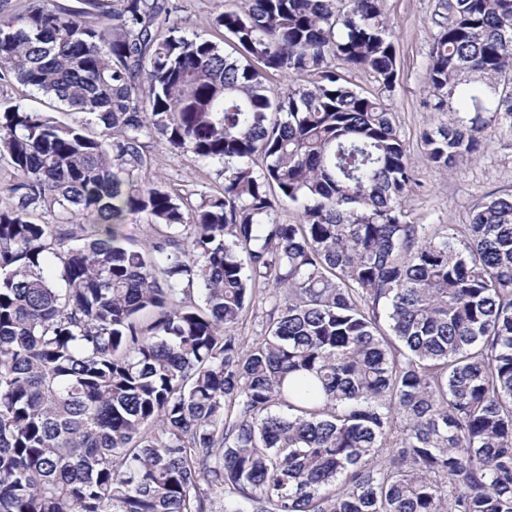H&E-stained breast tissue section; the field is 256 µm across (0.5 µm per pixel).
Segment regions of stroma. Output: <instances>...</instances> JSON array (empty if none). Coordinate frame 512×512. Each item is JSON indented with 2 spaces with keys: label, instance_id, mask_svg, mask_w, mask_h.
Wrapping results in <instances>:
<instances>
[{
  "label": "stroma",
  "instance_id": "obj_1",
  "mask_svg": "<svg viewBox=\"0 0 512 512\" xmlns=\"http://www.w3.org/2000/svg\"><path fill=\"white\" fill-rule=\"evenodd\" d=\"M173 2L187 32L222 42L225 54L235 56L232 43L223 41L211 18L217 5L235 10L242 0ZM435 4L436 0H383L384 12L395 31L399 71L395 87L385 98L415 169V182L404 202L409 221L435 226L465 224L485 196L512 192V135L492 125L484 132L476 160L450 170L427 161L422 132L447 119L446 113L433 110V90L426 79L428 52L437 32ZM150 155L153 170L171 187L210 194L221 183L215 165L192 160L159 144L151 147Z\"/></svg>",
  "mask_w": 512,
  "mask_h": 512
}]
</instances>
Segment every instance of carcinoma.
Masks as SVG:
<instances>
[{
    "instance_id": "cac0c4a2",
    "label": "carcinoma",
    "mask_w": 512,
    "mask_h": 512,
    "mask_svg": "<svg viewBox=\"0 0 512 512\" xmlns=\"http://www.w3.org/2000/svg\"><path fill=\"white\" fill-rule=\"evenodd\" d=\"M10 2L0 87L27 93L0 92V512H512V194L407 220L393 113L329 64L395 87L381 0L221 9L240 60L169 0ZM438 8L448 121L423 141L451 168L489 123L512 135V0ZM154 142L221 191L168 186ZM259 285L275 304L247 343Z\"/></svg>"
}]
</instances>
